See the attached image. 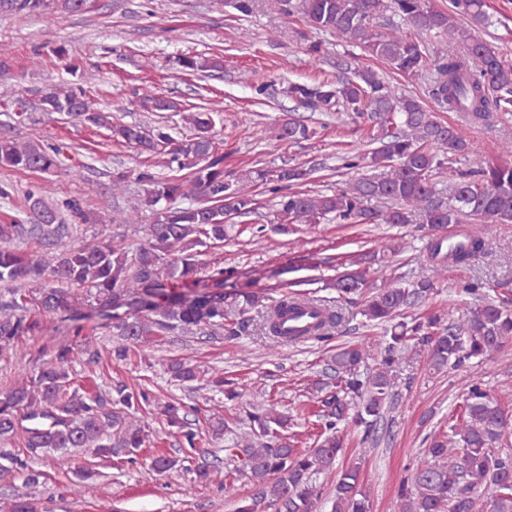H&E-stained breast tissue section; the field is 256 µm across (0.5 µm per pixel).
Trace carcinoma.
I'll use <instances>...</instances> for the list:
<instances>
[{
  "label": "carcinoma",
  "mask_w": 512,
  "mask_h": 512,
  "mask_svg": "<svg viewBox=\"0 0 512 512\" xmlns=\"http://www.w3.org/2000/svg\"><path fill=\"white\" fill-rule=\"evenodd\" d=\"M87 0H0V12L14 15H51L55 12L86 11ZM277 11L288 17L301 12L308 26L334 31L349 45L386 62L404 75H416L433 66L436 78L431 95L450 112H460L473 124L487 120L492 112H512V64L479 35L489 21L486 0H449L448 9L433 0H392L396 15L421 32L438 31L463 45L464 53L443 55L429 61L424 47L400 28L382 34L373 19L383 10V0H273ZM469 26L460 24V19ZM178 64L185 72L223 68L219 56L203 61L182 56ZM288 97L311 109L352 112L371 121L376 128V147L370 151L374 164L391 167L390 174L359 178L333 195L309 194L294 189L309 172L300 167L257 169L252 181L275 183L282 191L273 223L317 224L334 215L344 224H416L427 238L425 249L435 270L449 263L465 264L484 246L485 236L496 224L512 223V165H497L476 159L471 167L456 173L448 201L436 193L435 176L462 155L467 144L457 129L438 119L434 111L414 97L396 93L390 84L371 70H356L336 83H289ZM54 112L105 128L142 153L164 154L190 170L183 180L157 181L148 173L140 179L150 185L142 202L152 213L146 240L134 254L112 243L84 244L48 261L23 256L12 241L26 231H36L52 243L65 236L68 225L58 223L57 212L35 199L31 205L34 224H0V283L10 289V300L0 304V357L15 339L32 335L39 322L31 319L32 303L23 284L38 287L37 307L44 313L65 315L70 328L114 327L129 340L159 336L175 328L219 327L226 336H240L250 326L247 310L263 305L256 292L224 291V269L214 270V288L186 292L199 281L205 269L196 247L224 241V215L245 214L254 199L224 180V153L212 132L208 112L186 117L191 135L178 140L164 126L147 130L139 125H114L112 114L99 112L81 90L59 89L42 97ZM141 105L149 112L178 109L164 96H146ZM315 131L292 121L279 130L289 142L309 139ZM205 157L199 167L193 160ZM61 166L60 151L34 142H17L0 137V167L53 173ZM191 199L189 204L182 203ZM389 204L385 211L368 206L371 201ZM449 224H472L462 239L452 244L442 229ZM373 257L362 256L326 286L342 298H363L362 315L369 321L391 322L407 309L428 298L435 280L422 277L397 286L371 290L370 265ZM298 281H286L274 311L265 321L266 333L284 338L278 319L288 316L300 301L293 288ZM87 288L95 302L101 323L88 325L92 315L84 311V297L74 290ZM341 321V314L324 310L323 320L303 331L310 338H322ZM512 340V306L505 301H484L469 309L464 319L454 320L438 309L410 322L392 326L390 340L377 352L375 371L365 374L361 366L368 353L349 345L332 358L330 380H314L321 393L320 410L326 436L318 447L303 453L288 442L285 431L290 419L274 408H256L249 413V442L230 447L240 463L239 471L258 492L239 512H315L320 499L317 475L336 471L332 512H369L361 487L360 466L341 469L336 462L343 451L338 425L376 430L385 406L397 396L395 368L409 351L425 353L433 370L458 368L502 349ZM72 349L61 347L55 360L41 367L30 380V388H17L0 397V440L14 436L22 423L27 453L33 457L48 453L64 455L73 448H92L103 456L131 453L148 440L145 427L127 424L134 394L120 383L107 393L80 391L71 387L66 365ZM172 376L180 382L199 378L198 367L186 362L170 364ZM121 434L115 444L107 443L108 430ZM512 432V412L475 382L467 390L463 410L448 430L437 433L424 449L425 464L418 466L399 492L400 512H512V452L503 440Z\"/></svg>",
  "instance_id": "obj_1"
}]
</instances>
